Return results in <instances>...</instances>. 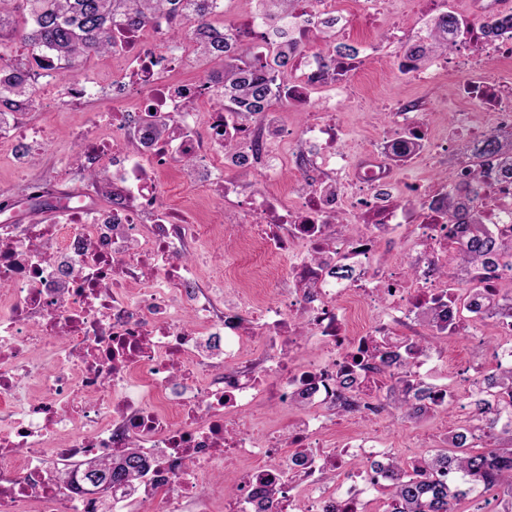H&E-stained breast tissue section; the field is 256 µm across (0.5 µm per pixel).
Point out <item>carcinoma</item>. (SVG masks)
I'll use <instances>...</instances> for the list:
<instances>
[{
  "mask_svg": "<svg viewBox=\"0 0 512 512\" xmlns=\"http://www.w3.org/2000/svg\"><path fill=\"white\" fill-rule=\"evenodd\" d=\"M214 0H0V19L13 24V37L30 49V57L50 51L63 70L81 59L112 51V28L118 21L135 28L157 16L170 18L167 40L186 38L194 45L198 58L224 71L221 96L225 103L250 119L263 110L272 96L277 78L287 76L294 67L296 42L290 34V15L296 0H279L281 10L269 17L275 40L272 59L263 65L265 73L253 72L251 47L231 44L224 31L204 20ZM336 19L326 18L319 31L323 41L333 46L338 56L354 51L349 45H335ZM512 29V14L492 17L481 26L485 38H494ZM460 35L456 17L438 18L422 42L410 52L420 60L429 55L447 53ZM29 57L0 64V113L23 112L30 103L34 84L28 73ZM490 152L499 165L512 175V132L498 133L490 140ZM476 196L465 193L448 198V223L469 224V242L458 261L445 275L454 282L495 261L512 257V241L504 242L486 235L481 226ZM484 395L474 401L476 415L492 447L474 450L467 447L468 435L449 431L451 451H438L423 457L419 477H401L403 462L391 460L389 483L385 492L388 512H449V506L467 499L480 487L494 492L502 505L499 512H512V422L497 426L498 406L512 410V364L497 367L484 378ZM103 477L112 485H132L149 469V463L137 449L130 447L109 459L96 460Z\"/></svg>",
  "mask_w": 512,
  "mask_h": 512,
  "instance_id": "carcinoma-1",
  "label": "carcinoma"
}]
</instances>
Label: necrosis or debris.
<instances>
[{
    "instance_id": "1",
    "label": "necrosis or debris",
    "mask_w": 512,
    "mask_h": 512,
    "mask_svg": "<svg viewBox=\"0 0 512 512\" xmlns=\"http://www.w3.org/2000/svg\"><path fill=\"white\" fill-rule=\"evenodd\" d=\"M339 2L299 0L295 68L249 120L215 106L223 72L189 78L202 64L190 43L167 46L165 19L115 26V106L106 119L85 112L71 158L101 172L111 207L64 194L60 223L0 225V512H255L264 500L271 512H376L394 455L378 430L392 387L427 390L432 413L452 412L483 447L459 387L478 391L492 364L512 361V310L486 312L512 297V269L488 267L468 285L441 269L467 241L448 196L475 168L483 224L512 236V179L485 150L512 131V31L488 59L466 41L423 70L400 54L395 74L449 93L451 123L402 102L389 114L393 142L419 137V151L401 161L373 138L349 154L336 112L361 97L377 53L365 44L346 65L312 47ZM207 20L269 45L251 0H216ZM294 109L310 120L290 123ZM0 141L25 168L48 138L1 112ZM446 155L443 177H399L400 163ZM216 236L245 284L231 297L223 279L199 286L182 256L189 244L209 252ZM432 306L467 337L462 355L426 346L419 314ZM445 364L453 381L435 382ZM346 370L360 389L343 387ZM266 407L288 413L284 432H261ZM345 421L374 428L346 437ZM129 446L150 464L132 490L93 500L57 477ZM241 459L251 465L227 493L220 477Z\"/></svg>"
}]
</instances>
